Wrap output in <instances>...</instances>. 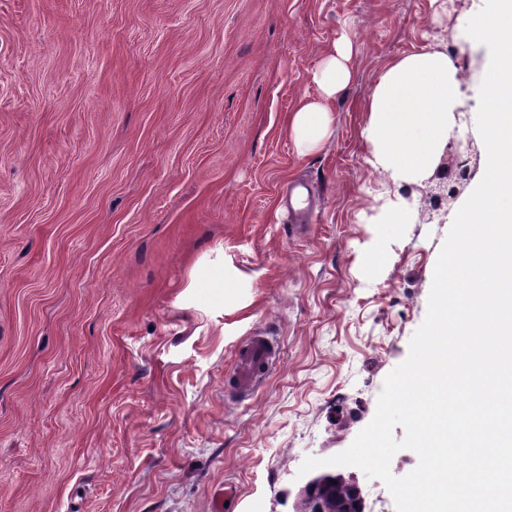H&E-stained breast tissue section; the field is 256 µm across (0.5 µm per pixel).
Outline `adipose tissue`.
Returning a JSON list of instances; mask_svg holds the SVG:
<instances>
[{
    "mask_svg": "<svg viewBox=\"0 0 512 512\" xmlns=\"http://www.w3.org/2000/svg\"><path fill=\"white\" fill-rule=\"evenodd\" d=\"M350 54L349 40L335 43L312 73L320 100L300 102L289 119V131L304 150L318 148L329 132L332 114L327 103L351 81ZM460 74L447 53L429 46L384 67L367 103L372 167L399 185L434 173L448 143V122L461 99Z\"/></svg>",
    "mask_w": 512,
    "mask_h": 512,
    "instance_id": "adipose-tissue-1",
    "label": "adipose tissue"
}]
</instances>
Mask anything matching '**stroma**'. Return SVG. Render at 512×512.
Segmentation results:
<instances>
[{"mask_svg": "<svg viewBox=\"0 0 512 512\" xmlns=\"http://www.w3.org/2000/svg\"><path fill=\"white\" fill-rule=\"evenodd\" d=\"M352 43L323 144L288 133ZM458 59L441 168L367 161L381 70ZM488 49L433 0H0V512H292L306 458L346 450L426 317L482 179ZM321 201L289 233L284 197ZM412 221L382 231L385 199ZM278 367L225 397L237 344Z\"/></svg>", "mask_w": 512, "mask_h": 512, "instance_id": "obj_1", "label": "stroma"}]
</instances>
